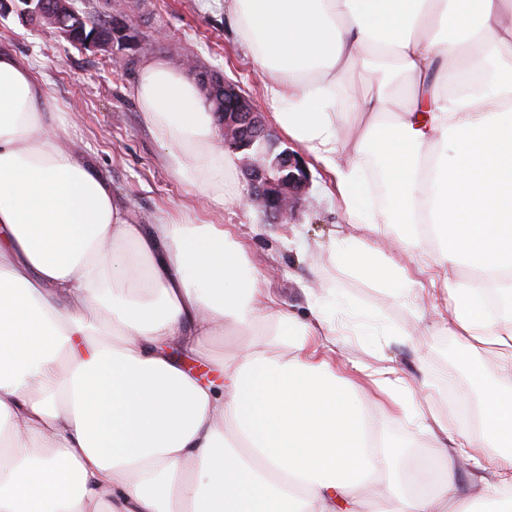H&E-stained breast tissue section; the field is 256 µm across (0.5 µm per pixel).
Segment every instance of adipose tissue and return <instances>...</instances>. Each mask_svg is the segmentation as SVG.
Here are the masks:
<instances>
[{"instance_id":"adipose-tissue-1","label":"adipose tissue","mask_w":512,"mask_h":512,"mask_svg":"<svg viewBox=\"0 0 512 512\" xmlns=\"http://www.w3.org/2000/svg\"><path fill=\"white\" fill-rule=\"evenodd\" d=\"M281 133L333 178L357 234L351 274L398 300L449 298V334L512 370V0H224ZM392 67L349 96L363 57ZM132 94L169 169L220 198L235 157L203 90L162 59ZM46 92L0 53V512H368L397 467L370 410L413 418L447 461L418 460L389 512H512V393L488 388L479 439L425 411L393 365L340 374L322 307L276 308L230 229L129 223L109 184L41 116ZM382 172L426 282L370 241L361 172ZM468 271L464 281L451 268ZM100 308L105 329L87 319ZM267 322L282 354L212 361L226 328ZM212 361L201 379L184 357ZM468 462L478 495L458 493Z\"/></svg>"}]
</instances>
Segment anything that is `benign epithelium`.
Segmentation results:
<instances>
[{
  "instance_id": "benign-epithelium-1",
  "label": "benign epithelium",
  "mask_w": 512,
  "mask_h": 512,
  "mask_svg": "<svg viewBox=\"0 0 512 512\" xmlns=\"http://www.w3.org/2000/svg\"><path fill=\"white\" fill-rule=\"evenodd\" d=\"M207 87L211 97L224 99L219 122L224 146L236 151L255 150L246 168L251 186L248 202L278 222L288 220V215L300 204L301 192L308 181L303 162L290 150L271 155V134L261 114L235 85L211 78Z\"/></svg>"
}]
</instances>
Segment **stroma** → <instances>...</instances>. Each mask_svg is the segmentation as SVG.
I'll return each instance as SVG.
<instances>
[{
    "instance_id": "35a3bbf8",
    "label": "stroma",
    "mask_w": 512,
    "mask_h": 512,
    "mask_svg": "<svg viewBox=\"0 0 512 512\" xmlns=\"http://www.w3.org/2000/svg\"><path fill=\"white\" fill-rule=\"evenodd\" d=\"M83 10L110 26H127L126 39L104 49H84L56 29L0 13V51L22 57L48 90L45 104L53 122L63 125L89 167L108 182L131 223L145 224L163 211L195 214L200 221L231 228L246 249L251 266L268 276L266 286L279 307L305 314L322 299L336 324V366L351 362L379 367V354L393 357L411 377L426 371L431 387L425 410L447 416L459 412L454 429L479 436L464 416L479 405L485 386L512 389V373L503 372L493 355L472 351L372 284L350 275L335 261L331 244L349 231L342 207L331 200L332 180L322 168H309V183L300 207L282 224L269 223L248 204V181L239 164L224 181L223 201L201 200L195 189L164 163L165 145L142 122L130 88L141 65L151 58L185 68L194 59L200 71L239 86L255 111L261 112L275 151H298L277 128L274 106L265 96L250 54L224 13V0H84ZM319 243L312 253L299 251L298 240ZM412 332L409 341L399 329ZM271 352L273 337L227 329L211 346L215 358L234 363L257 347ZM379 433L400 445V467L416 456L443 466L424 435L401 418L374 414Z\"/></svg>"
}]
</instances>
